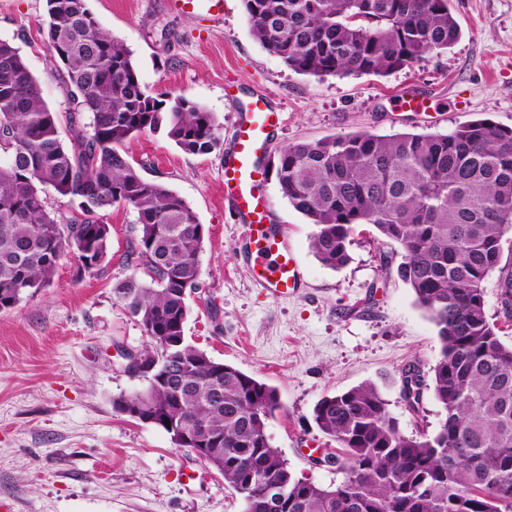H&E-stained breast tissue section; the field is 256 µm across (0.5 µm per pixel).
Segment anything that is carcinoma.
<instances>
[{
    "instance_id": "carcinoma-1",
    "label": "carcinoma",
    "mask_w": 512,
    "mask_h": 512,
    "mask_svg": "<svg viewBox=\"0 0 512 512\" xmlns=\"http://www.w3.org/2000/svg\"><path fill=\"white\" fill-rule=\"evenodd\" d=\"M251 35L288 69L312 76L387 75L434 51L461 29L448 0H243ZM46 47L73 100L66 114L44 102L19 49L0 39V310L47 288L59 259L99 268L114 206L137 214L125 254L135 275L112 288L152 346L140 352L146 390L114 400L128 416L158 422L179 447L190 424L208 466L242 496L244 512H271L264 491L283 489L285 512H512V346L485 311L484 282L501 273L512 227V128L487 119L446 134L356 132L286 145L273 164L283 196L315 226L311 247L326 267L350 261L357 226L373 225L401 249L397 276L437 328L431 376L402 379L404 400L430 390L444 410L431 434L405 435L371 383L323 397L317 428L337 444L321 462L341 479L323 487L295 477L266 433L275 388L186 343L189 293L199 288L205 228L187 202L144 178L123 152L146 132L182 150L219 143L213 113L183 96L152 93L131 51L104 30L88 0H46ZM46 188L79 201L81 218L47 211ZM147 266L138 276L141 266Z\"/></svg>"
}]
</instances>
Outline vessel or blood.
Listing matches in <instances>:
<instances>
[{
	"label": "vessel or blood",
	"mask_w": 512,
	"mask_h": 512,
	"mask_svg": "<svg viewBox=\"0 0 512 512\" xmlns=\"http://www.w3.org/2000/svg\"><path fill=\"white\" fill-rule=\"evenodd\" d=\"M169 9L199 11L215 21L224 18V0H167ZM281 122L265 96L249 102L236 120L224 163V197L237 210L242 226V259L256 288L282 296L302 287L294 251L284 225L273 223L264 193L267 173L260 162L270 129Z\"/></svg>",
	"instance_id": "1"
}]
</instances>
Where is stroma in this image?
<instances>
[{
	"mask_svg": "<svg viewBox=\"0 0 512 512\" xmlns=\"http://www.w3.org/2000/svg\"><path fill=\"white\" fill-rule=\"evenodd\" d=\"M101 27L131 51L143 85L213 112L219 145L191 154L159 133L125 146L128 160L195 211L206 229L200 286L189 299L185 339L216 361L274 387L280 407L266 431L295 477L324 487L339 479L316 459L336 443L313 420L323 397L373 383L408 435L433 432L443 411L425 393L419 412L401 394L404 367L429 372L437 328L381 255L398 246L361 225L350 262L324 266L311 249L313 224L294 210L275 177L266 192L285 225L304 281L288 296L253 288L236 256L242 226L224 201V156L236 116L265 95L283 120L264 155L298 141L367 131L445 134L477 119L512 128V0H450L461 38L445 52L386 76L323 78L289 70L253 38L242 0H224V20L170 11L165 0H88ZM46 0H0V39L21 51L51 110L65 111L60 68L44 45ZM436 96L432 115L400 107L401 91ZM111 227L108 257L78 274L62 257L51 284L0 311V512H244L223 477L160 426L120 413L115 398L142 392L122 350L151 340L113 285L132 275L125 261L133 210L98 214Z\"/></svg>",
	"mask_w": 512,
	"mask_h": 512,
	"instance_id": "1",
	"label": "stroma"
}]
</instances>
